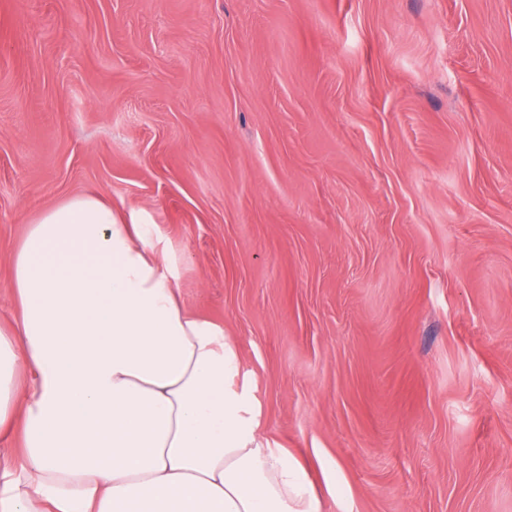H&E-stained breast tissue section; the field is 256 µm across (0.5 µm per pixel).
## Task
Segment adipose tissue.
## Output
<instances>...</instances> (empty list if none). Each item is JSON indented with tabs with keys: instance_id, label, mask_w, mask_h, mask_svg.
Returning <instances> with one entry per match:
<instances>
[{
	"instance_id": "obj_1",
	"label": "adipose tissue",
	"mask_w": 512,
	"mask_h": 512,
	"mask_svg": "<svg viewBox=\"0 0 512 512\" xmlns=\"http://www.w3.org/2000/svg\"><path fill=\"white\" fill-rule=\"evenodd\" d=\"M0 326V512H325L303 463L259 433L222 326L192 313L153 225L96 192L32 220Z\"/></svg>"
}]
</instances>
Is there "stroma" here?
Returning a JSON list of instances; mask_svg holds the SVG:
<instances>
[{
  "label": "stroma",
  "mask_w": 512,
  "mask_h": 512,
  "mask_svg": "<svg viewBox=\"0 0 512 512\" xmlns=\"http://www.w3.org/2000/svg\"><path fill=\"white\" fill-rule=\"evenodd\" d=\"M88 190L326 512H512V0H0V323Z\"/></svg>",
  "instance_id": "1"
}]
</instances>
